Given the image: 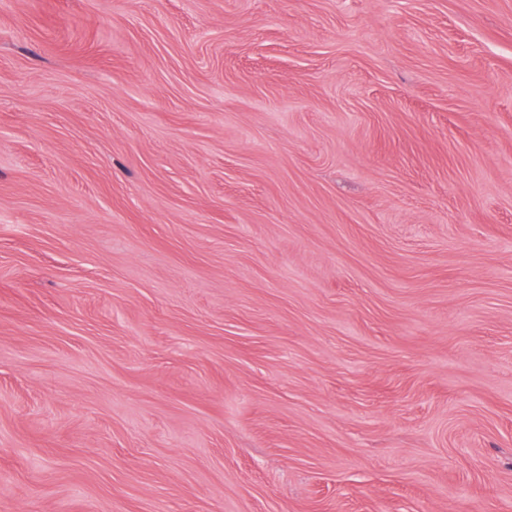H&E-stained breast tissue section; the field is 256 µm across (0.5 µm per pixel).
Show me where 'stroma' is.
Returning <instances> with one entry per match:
<instances>
[{
  "label": "stroma",
  "mask_w": 512,
  "mask_h": 512,
  "mask_svg": "<svg viewBox=\"0 0 512 512\" xmlns=\"http://www.w3.org/2000/svg\"><path fill=\"white\" fill-rule=\"evenodd\" d=\"M0 512H512V0H0Z\"/></svg>",
  "instance_id": "obj_1"
}]
</instances>
